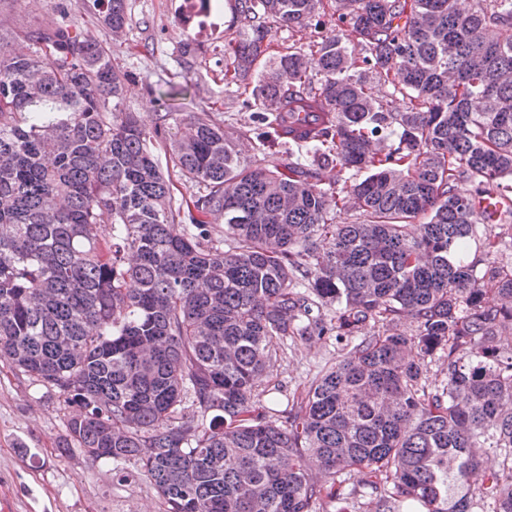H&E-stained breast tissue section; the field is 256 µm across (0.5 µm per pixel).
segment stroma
I'll list each match as a JSON object with an SVG mask.
<instances>
[{"instance_id":"stroma-1","label":"stroma","mask_w":512,"mask_h":512,"mask_svg":"<svg viewBox=\"0 0 512 512\" xmlns=\"http://www.w3.org/2000/svg\"><path fill=\"white\" fill-rule=\"evenodd\" d=\"M204 14L189 0H127L130 21L120 36L98 24L91 0H0V29L19 30L70 18L110 43L112 63L128 76L126 111L213 114L225 130L248 133L252 110L225 87L224 44L237 34L234 0ZM341 356L335 343L284 340L265 381L278 386L262 403L287 402ZM68 413L57 394L32 385L0 361V512H165L145 481L121 478L112 464L91 462L81 449L59 456Z\"/></svg>"}]
</instances>
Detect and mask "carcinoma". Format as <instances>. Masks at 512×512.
Wrapping results in <instances>:
<instances>
[{"label":"carcinoma","instance_id":"carcinoma-1","mask_svg":"<svg viewBox=\"0 0 512 512\" xmlns=\"http://www.w3.org/2000/svg\"><path fill=\"white\" fill-rule=\"evenodd\" d=\"M93 5L123 33L126 0ZM323 9L235 0L224 85L257 108L253 159L208 112L124 111L74 21L0 33V361L62 398L61 454L137 463L166 512H358L352 469L380 512H512V0H333L329 30L269 53ZM288 337L350 349L263 406ZM480 450L501 465L476 482ZM314 23L315 21L312 22V25L303 28H295L293 30L273 27L271 32V39L273 40L271 49L273 51L282 50L293 43L296 44L297 47L305 45L317 35L314 29Z\"/></svg>","mask_w":512,"mask_h":512}]
</instances>
